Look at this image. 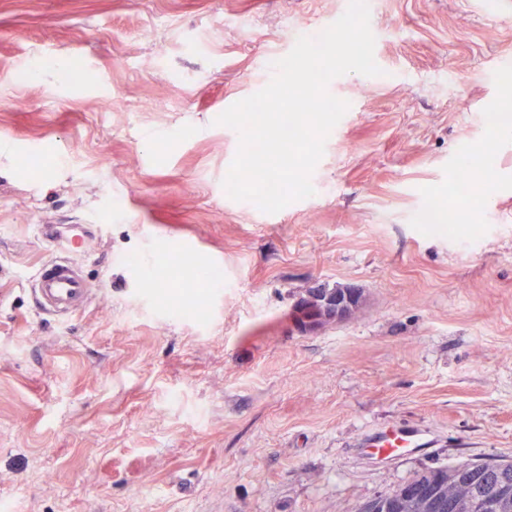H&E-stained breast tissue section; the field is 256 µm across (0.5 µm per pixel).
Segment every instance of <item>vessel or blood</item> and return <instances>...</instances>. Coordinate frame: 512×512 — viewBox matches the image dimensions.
<instances>
[{"label":"vessel or blood","instance_id":"obj_1","mask_svg":"<svg viewBox=\"0 0 512 512\" xmlns=\"http://www.w3.org/2000/svg\"><path fill=\"white\" fill-rule=\"evenodd\" d=\"M98 232L93 224H71L59 230L54 224H39L35 234L51 246L53 256L25 276L24 282L36 300L38 313L68 319L84 312L94 290L83 274L80 255ZM433 440L419 427L392 424L368 433L359 445L367 459L385 463L402 453L432 447Z\"/></svg>","mask_w":512,"mask_h":512}]
</instances>
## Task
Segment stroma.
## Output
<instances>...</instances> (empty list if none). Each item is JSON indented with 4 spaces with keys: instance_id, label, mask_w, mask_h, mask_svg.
<instances>
[{
    "instance_id": "35a3bbf8",
    "label": "stroma",
    "mask_w": 512,
    "mask_h": 512,
    "mask_svg": "<svg viewBox=\"0 0 512 512\" xmlns=\"http://www.w3.org/2000/svg\"><path fill=\"white\" fill-rule=\"evenodd\" d=\"M349 0H0V502L8 512H355L438 465L512 459V11L374 0L381 75L349 108L312 197L270 214L223 181L216 125L299 37ZM94 75L66 77L71 60ZM34 71L33 79L23 71ZM44 166H18L31 145ZM491 195L466 206L464 153ZM434 205L453 232L416 221ZM36 224H97L93 305L39 316L20 279ZM197 250L224 270L201 288ZM168 263L164 304L149 277ZM316 282L354 285L348 319L299 330ZM206 315L184 316L196 296ZM433 448L383 465L357 448L390 423Z\"/></svg>"
}]
</instances>
